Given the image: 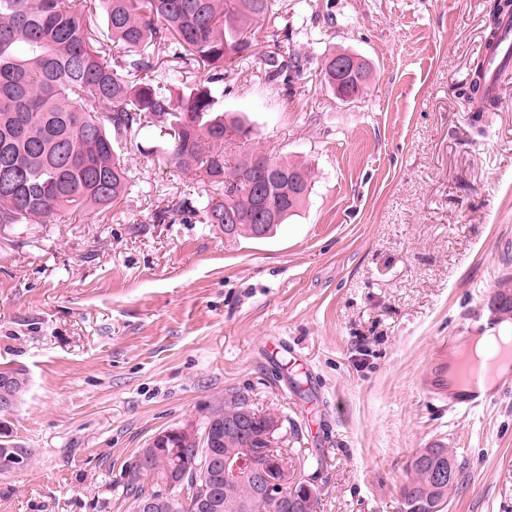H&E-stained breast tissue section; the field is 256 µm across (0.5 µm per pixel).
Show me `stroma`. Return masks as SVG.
<instances>
[{"instance_id": "obj_1", "label": "stroma", "mask_w": 512, "mask_h": 512, "mask_svg": "<svg viewBox=\"0 0 512 512\" xmlns=\"http://www.w3.org/2000/svg\"><path fill=\"white\" fill-rule=\"evenodd\" d=\"M491 2L275 0L257 36L306 57L303 78L244 60L220 101L251 127L227 166L258 150L312 170L270 238L156 221L202 186L157 163L152 127L120 143L136 189L111 213L0 224V369L29 378L0 418L33 454L0 475V512H128L127 461L230 390L322 459L317 512H402L413 455L441 443L460 467L442 512H512V392L464 413L425 385L512 275V78L480 122L461 95ZM344 50L374 73L350 104L320 67Z\"/></svg>"}]
</instances>
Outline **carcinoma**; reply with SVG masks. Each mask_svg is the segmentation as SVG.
I'll return each instance as SVG.
<instances>
[{
  "label": "carcinoma",
  "instance_id": "carcinoma-1",
  "mask_svg": "<svg viewBox=\"0 0 512 512\" xmlns=\"http://www.w3.org/2000/svg\"><path fill=\"white\" fill-rule=\"evenodd\" d=\"M271 9L270 0H0V170L12 173L6 184L0 179V224H43L66 209L112 211L134 188L115 144L144 127L159 130L158 162L193 173L209 187L185 197L175 214L222 225L229 212L236 218L232 234L249 238L261 212L275 214L267 236L296 215L311 193L309 166L252 152L226 170L225 132L246 137L249 130L216 109L226 63L258 54L252 29ZM507 14L512 0H495L491 36ZM158 50L167 57L168 76L146 79L144 74L159 71ZM262 57L268 77L288 85L307 65L278 47ZM331 59L324 58L321 74L336 98L349 103L366 95L370 64L363 62L338 83ZM184 74L194 75L187 94L172 82ZM463 94L476 104L475 122L497 108L499 97L487 87L484 63L476 64ZM6 375L0 401L7 397L15 404L28 384L27 373L16 367ZM246 399L241 391H229L204 409L235 425L220 440L172 441L143 458L142 472H125L130 508L143 499L155 502L153 512H196L200 489L190 483L178 488L171 504L142 473L163 478L185 459L202 466L216 457L234 462L244 457L269 422L245 411ZM428 452L426 461L409 466L403 512L424 499L445 503L455 487L444 475L447 446ZM209 487V512H276L274 502L256 491L245 464L229 480L212 472Z\"/></svg>",
  "mask_w": 512,
  "mask_h": 512
}]
</instances>
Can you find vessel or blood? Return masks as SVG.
<instances>
[{
    "label": "vessel or blood",
    "mask_w": 512,
    "mask_h": 512,
    "mask_svg": "<svg viewBox=\"0 0 512 512\" xmlns=\"http://www.w3.org/2000/svg\"><path fill=\"white\" fill-rule=\"evenodd\" d=\"M485 65L492 91H500L504 80L512 76V16L505 18L497 38L488 43ZM502 316L494 308L468 313L449 336L446 357L437 363L430 389L447 397L450 407L471 411L512 391V343L499 341ZM489 338L495 343L489 357L468 356L463 352L470 340Z\"/></svg>",
    "instance_id": "1"
}]
</instances>
